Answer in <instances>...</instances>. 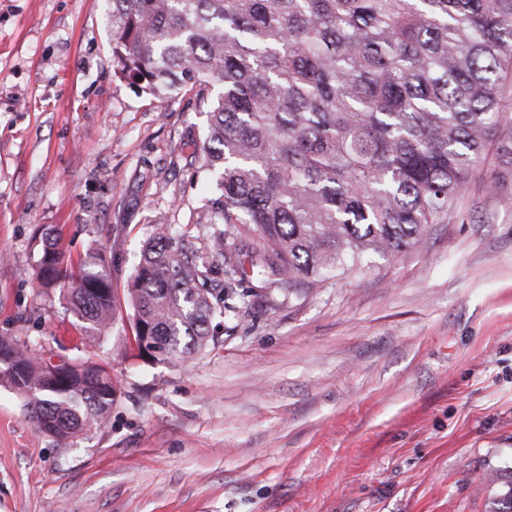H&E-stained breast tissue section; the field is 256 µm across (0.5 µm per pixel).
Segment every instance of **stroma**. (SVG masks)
I'll return each mask as SVG.
<instances>
[{"instance_id": "stroma-1", "label": "stroma", "mask_w": 512, "mask_h": 512, "mask_svg": "<svg viewBox=\"0 0 512 512\" xmlns=\"http://www.w3.org/2000/svg\"><path fill=\"white\" fill-rule=\"evenodd\" d=\"M105 0H0V335L119 384L107 425L58 447L0 386V512H494L512 473V190L474 173L465 222L316 285L246 283L216 343L137 358L123 299L178 236L222 298L242 244L203 219L207 118L113 75ZM224 237L216 254L212 240ZM112 258L121 304L83 338L36 262Z\"/></svg>"}]
</instances>
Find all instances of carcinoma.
Returning <instances> with one entry per match:
<instances>
[{
  "instance_id": "cac0c4a2",
  "label": "carcinoma",
  "mask_w": 512,
  "mask_h": 512,
  "mask_svg": "<svg viewBox=\"0 0 512 512\" xmlns=\"http://www.w3.org/2000/svg\"><path fill=\"white\" fill-rule=\"evenodd\" d=\"M114 76L169 98L196 91L208 114L202 169L209 221L253 232L231 259L242 279L325 281L417 247L461 218L470 176L495 146L488 186L512 179V0H107ZM141 80H136V77ZM41 287L68 286L84 338L112 326V269L54 243ZM169 237L148 241L126 295L138 356L170 364L213 342L224 313ZM0 384L59 446L100 429L115 401L108 369L0 336Z\"/></svg>"
}]
</instances>
